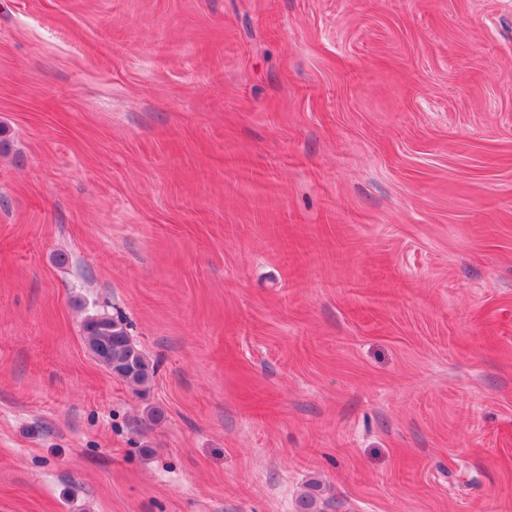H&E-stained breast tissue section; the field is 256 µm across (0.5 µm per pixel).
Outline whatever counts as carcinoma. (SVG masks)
Returning a JSON list of instances; mask_svg holds the SVG:
<instances>
[{"mask_svg": "<svg viewBox=\"0 0 512 512\" xmlns=\"http://www.w3.org/2000/svg\"><path fill=\"white\" fill-rule=\"evenodd\" d=\"M83 333L90 352L117 378L140 388L151 382L154 366L122 323L103 315L90 317L83 323Z\"/></svg>", "mask_w": 512, "mask_h": 512, "instance_id": "cac0c4a2", "label": "carcinoma"}]
</instances>
